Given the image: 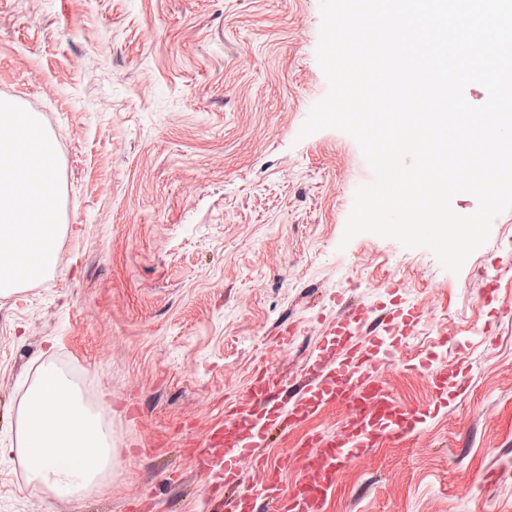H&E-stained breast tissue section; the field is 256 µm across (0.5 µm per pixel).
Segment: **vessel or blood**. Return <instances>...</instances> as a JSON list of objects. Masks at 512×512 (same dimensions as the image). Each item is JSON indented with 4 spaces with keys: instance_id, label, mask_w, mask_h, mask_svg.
<instances>
[{
    "instance_id": "obj_1",
    "label": "vessel or blood",
    "mask_w": 512,
    "mask_h": 512,
    "mask_svg": "<svg viewBox=\"0 0 512 512\" xmlns=\"http://www.w3.org/2000/svg\"><path fill=\"white\" fill-rule=\"evenodd\" d=\"M367 315V310L356 308L331 328L324 355L309 357L307 380L292 397L282 398L276 374L257 370L231 419L212 428L208 457L223 465L229 481L238 477V459L254 457L256 448L264 445L270 426L300 424L330 404L344 407L349 415L340 434L315 435L303 447L291 449L298 475L288 495L280 493V468L257 460L258 487L244 489L232 503V512H258L261 498L277 503L279 512H325L340 466L383 439H409L426 423L429 411L405 409L377 377L379 365L389 362L392 353L381 343L378 330H370L367 341L357 338L353 323Z\"/></svg>"
}]
</instances>
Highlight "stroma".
<instances>
[{
	"label": "stroma",
	"mask_w": 512,
	"mask_h": 512,
	"mask_svg": "<svg viewBox=\"0 0 512 512\" xmlns=\"http://www.w3.org/2000/svg\"><path fill=\"white\" fill-rule=\"evenodd\" d=\"M320 27V0H0V100L56 141L62 214L56 270L0 297V512H212L198 452L256 368L299 387L326 322L361 306L376 326L394 280L416 322L382 334L391 396L432 406L401 363L426 354L468 386L343 466L327 512H512V208L456 274L371 233L342 244L372 171L344 132L298 136L328 91ZM49 364L112 436L77 500L28 482L12 447ZM346 418L274 433L284 484L287 449Z\"/></svg>",
	"instance_id": "stroma-1"
}]
</instances>
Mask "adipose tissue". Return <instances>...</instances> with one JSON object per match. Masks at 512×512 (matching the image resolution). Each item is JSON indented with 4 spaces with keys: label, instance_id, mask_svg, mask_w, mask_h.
I'll list each match as a JSON object with an SVG mask.
<instances>
[{
    "label": "adipose tissue",
    "instance_id": "1",
    "mask_svg": "<svg viewBox=\"0 0 512 512\" xmlns=\"http://www.w3.org/2000/svg\"><path fill=\"white\" fill-rule=\"evenodd\" d=\"M23 130L16 142L7 132ZM0 235L15 247L0 250V297L52 273L57 249L50 225L35 224L30 201L60 193L53 139L37 115L0 101ZM17 453L28 477L55 495L78 497L112 470V440L97 413L82 402L75 386L58 369H42L27 391L17 424Z\"/></svg>",
    "mask_w": 512,
    "mask_h": 512
}]
</instances>
